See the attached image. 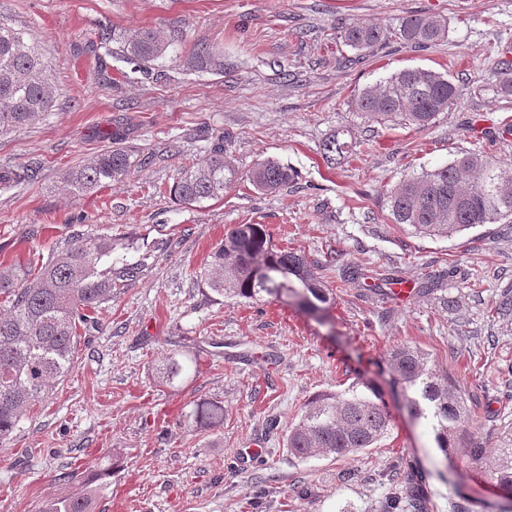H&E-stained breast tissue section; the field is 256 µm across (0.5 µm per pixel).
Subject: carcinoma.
<instances>
[{"label": "carcinoma", "instance_id": "obj_1", "mask_svg": "<svg viewBox=\"0 0 512 512\" xmlns=\"http://www.w3.org/2000/svg\"><path fill=\"white\" fill-rule=\"evenodd\" d=\"M448 24L435 16L409 15L398 29L349 25L339 30L343 45L360 59L387 41L414 48L445 38ZM173 48L155 32L134 31L124 53L141 68L163 59ZM56 85L38 47L25 34L0 23V133L33 125L51 111ZM463 99V89L440 72L402 69L380 84L364 89L354 111L366 124H401L425 128L442 112ZM349 145L333 133L322 143L326 164L336 166ZM130 155L108 148L95 159L70 170L65 184L73 195L91 191L127 174ZM236 176L220 148L182 171L170 188L184 205L224 195V184ZM31 165L0 169V183L19 185L34 180ZM295 179L292 169L274 159L257 165L249 180L261 192H277ZM389 214L396 224L430 237H450L481 224L512 223V167L480 154L461 158L404 178L387 193ZM108 234L75 228L56 243L45 262L33 267L0 265V440L9 438L21 419L48 397L73 370L81 326L102 306L112 302L117 282L138 277L139 267L114 255ZM263 266L255 279L251 265ZM201 282L219 296L258 301L285 296L301 312L324 319L331 308L329 290L304 255L274 248L263 224H239L211 253L199 274ZM193 363L180 349L167 353L156 369L157 379L169 386L184 380ZM384 371L394 393L402 396L417 418L430 421L438 448L448 453L461 445L474 461L487 448L470 431L465 394L446 374L428 367L425 354L397 345L384 359ZM188 426L216 429L224 425V405L199 401L185 413ZM390 428V413L374 388L355 383L348 389L312 397L301 416L288 428L287 448L299 458L345 457L377 447ZM494 479L505 498H512V427L505 428L495 448ZM399 490L384 497L382 512H429L424 493L427 472L408 460ZM112 465L83 480L85 490L42 502L39 512H93L97 488L111 477Z\"/></svg>", "mask_w": 512, "mask_h": 512}]
</instances>
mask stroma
I'll list each match as a JSON object with an SVG mask.
<instances>
[{
    "label": "stroma",
    "instance_id": "35a3bbf8",
    "mask_svg": "<svg viewBox=\"0 0 512 512\" xmlns=\"http://www.w3.org/2000/svg\"><path fill=\"white\" fill-rule=\"evenodd\" d=\"M410 14L446 19L447 37L337 64L351 53L342 24L393 30ZM0 22L41 47L58 86L43 120L0 134V168L38 169L28 184L0 187V263L29 264L80 226L111 234L140 266L82 328L74 370L0 442V512H38L81 491L57 479L72 462L112 466L95 512H380L402 457L428 472L432 512H512L489 468L464 448L443 455L380 371L394 345L418 348L460 384L488 447L512 424V317L491 312L512 287V232L485 224L431 238L392 223L386 205L405 176L468 153L512 166V99L499 93L512 0H0ZM141 28L182 34L147 72L123 58ZM201 44L220 66L192 63ZM105 52L106 77L95 61ZM404 68L447 74L464 87L461 103L423 130H367L354 97ZM337 131L352 154L331 168L320 147ZM218 143L237 177L222 198L176 203L178 173ZM111 146L129 151L127 176L71 195L66 171ZM268 158L296 178L262 194L249 175ZM239 224L265 225L275 247L320 263L334 298L327 320L268 296L227 299L198 280ZM349 264L358 279H343ZM175 348L194 365L170 387L154 369ZM361 380L383 394L387 436L341 459L293 457L286 435L307 401ZM200 400L223 403L221 428L185 425ZM252 443L266 451L256 462L242 457Z\"/></svg>",
    "mask_w": 512,
    "mask_h": 512
}]
</instances>
